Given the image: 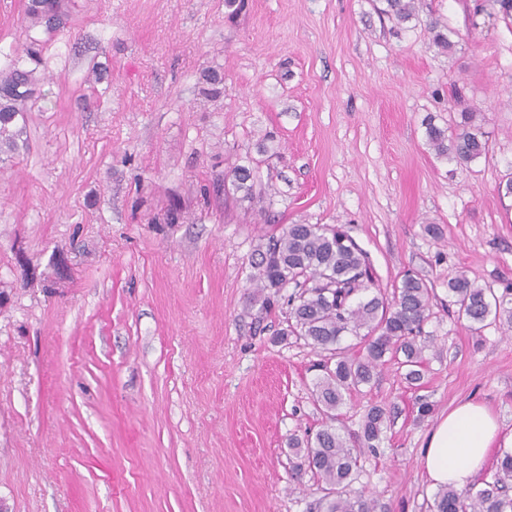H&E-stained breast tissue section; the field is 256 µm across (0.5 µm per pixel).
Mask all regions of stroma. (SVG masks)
<instances>
[{
    "label": "stroma",
    "mask_w": 512,
    "mask_h": 512,
    "mask_svg": "<svg viewBox=\"0 0 512 512\" xmlns=\"http://www.w3.org/2000/svg\"><path fill=\"white\" fill-rule=\"evenodd\" d=\"M24 0L0 52L24 57ZM72 0L26 147L0 153V503L8 512H315L289 447L325 417L321 350L252 301V256L295 223L344 226L373 281L434 290L419 386L391 360L347 437L391 416L356 489L429 512L421 448L464 399L512 432V331L448 305L466 274L512 288V18L495 0ZM452 46L433 43L432 26ZM224 76L206 99L202 73ZM475 114L489 150L437 157L424 121ZM252 170V197L224 174Z\"/></svg>",
    "instance_id": "stroma-1"
}]
</instances>
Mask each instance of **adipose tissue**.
I'll list each match as a JSON object with an SVG mask.
<instances>
[{"label": "adipose tissue", "instance_id": "adipose-tissue-1", "mask_svg": "<svg viewBox=\"0 0 512 512\" xmlns=\"http://www.w3.org/2000/svg\"><path fill=\"white\" fill-rule=\"evenodd\" d=\"M502 431L486 404L462 400L436 417L422 449V465L431 486L465 487L487 460Z\"/></svg>", "mask_w": 512, "mask_h": 512}]
</instances>
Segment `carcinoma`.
<instances>
[{"instance_id":"cac0c4a2","label":"carcinoma","mask_w":512,"mask_h":512,"mask_svg":"<svg viewBox=\"0 0 512 512\" xmlns=\"http://www.w3.org/2000/svg\"><path fill=\"white\" fill-rule=\"evenodd\" d=\"M383 13L399 22L414 16V0H385ZM26 17L31 26L50 35L68 26L71 12L67 0H26ZM26 56L30 66L9 61L0 69V150H18V140L26 128L28 103L41 95L36 73L43 63L48 40L27 34ZM455 133L426 123L428 144L439 157L470 162L488 151L482 132L472 126L473 113H461ZM233 186L244 195L252 194L251 169L235 166L230 170ZM256 293L266 303L273 302L285 287L288 296L292 333L329 357L317 380L314 402L326 417L325 424L292 447L302 453L307 467L325 484L319 512H376V501L353 490L365 452H374L387 430L390 415L380 406L363 415L361 432L350 440L334 422L346 396L371 383L377 368L386 358L404 356L409 367L407 378L421 379L424 324L429 318L432 289L413 274L404 275L392 299L374 295L355 300L373 284L369 265L358 246L340 229L323 224H290L268 238L252 259ZM448 305L478 331L488 319L512 328V292L496 295L476 285L464 275L448 281ZM361 340L364 354L353 356L340 346L342 336ZM496 477L477 489L443 486L434 494L431 512H512V451L496 459Z\"/></svg>"}]
</instances>
